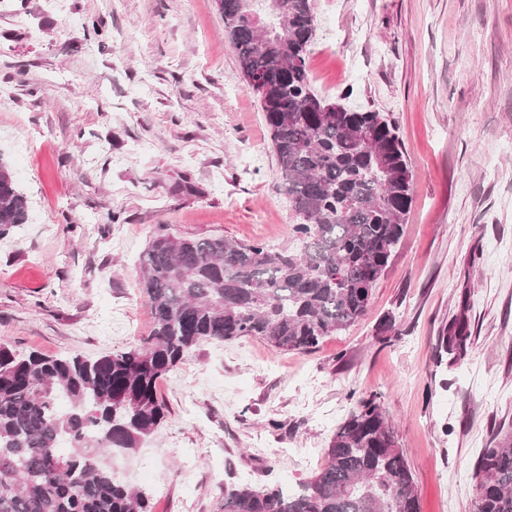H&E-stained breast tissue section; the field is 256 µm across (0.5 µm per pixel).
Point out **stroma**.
Returning <instances> with one entry per match:
<instances>
[{
    "label": "stroma",
    "mask_w": 512,
    "mask_h": 512,
    "mask_svg": "<svg viewBox=\"0 0 512 512\" xmlns=\"http://www.w3.org/2000/svg\"><path fill=\"white\" fill-rule=\"evenodd\" d=\"M312 4L314 89L389 116L404 145L400 243L367 314L314 351L254 337L192 349L158 383L164 425L112 463L154 512H220L226 484L309 478L375 394L421 512H472L477 460L512 430V0ZM0 95V157L29 200L0 240V342L17 353L140 345V262L159 229L293 246L217 0H0ZM462 314L465 358L439 356Z\"/></svg>",
    "instance_id": "1"
}]
</instances>
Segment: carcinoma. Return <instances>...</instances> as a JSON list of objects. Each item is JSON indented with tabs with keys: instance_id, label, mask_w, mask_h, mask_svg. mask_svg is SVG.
Listing matches in <instances>:
<instances>
[{
	"instance_id": "carcinoma-1",
	"label": "carcinoma",
	"mask_w": 512,
	"mask_h": 512,
	"mask_svg": "<svg viewBox=\"0 0 512 512\" xmlns=\"http://www.w3.org/2000/svg\"><path fill=\"white\" fill-rule=\"evenodd\" d=\"M224 31L271 131L296 246L272 250L158 232L142 257L153 317L140 345L95 359L24 356L0 343V512H152L112 468L167 419L157 380L203 341L258 337L309 352L368 312L402 235L412 174L388 116L319 97L308 57L312 0H219ZM265 17L257 28L247 19ZM29 219V201L0 160V239ZM464 316L438 338L465 356ZM69 447H62V443ZM473 512H512V434L498 430L474 472ZM224 512H420L403 449L377 396L337 427L325 463L295 489L224 487Z\"/></svg>"
}]
</instances>
